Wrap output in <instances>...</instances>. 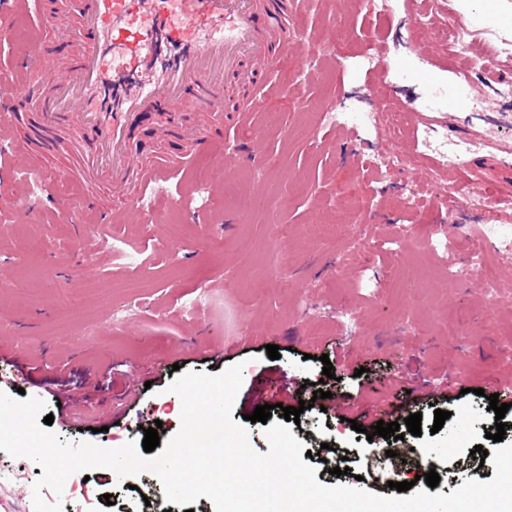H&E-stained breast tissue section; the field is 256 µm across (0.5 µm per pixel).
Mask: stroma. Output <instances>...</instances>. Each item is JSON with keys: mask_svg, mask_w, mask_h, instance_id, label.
<instances>
[{"mask_svg": "<svg viewBox=\"0 0 512 512\" xmlns=\"http://www.w3.org/2000/svg\"><path fill=\"white\" fill-rule=\"evenodd\" d=\"M459 2L434 8L414 0L383 17L348 0H313L296 23L302 33L318 38L326 12H334L352 57L373 52L378 64L369 71L327 65L331 49L318 38L306 56L284 52L269 66L264 111L213 124L217 141L265 156L230 175L253 201L243 212L227 210L223 186L203 182L218 161L204 155L193 182L172 178L133 214L116 207L107 185L95 187L113 220L81 224L85 186L50 173L66 155L27 167L7 149L15 131L0 125V392L46 402L62 443L117 448L142 441L157 423L162 440L178 433L172 367L217 375L240 364L237 422L253 413L257 391L278 423L283 407L326 391L291 428L311 450L308 463L322 485L390 497L395 477L425 488L433 464L445 495L468 479L492 480L494 465L471 452L496 447L486 437L495 413L482 389L512 377V254L488 252L501 285L494 300L451 268L480 246V225L512 226V97L505 94L512 57L495 50L512 40V0H472L465 13ZM457 21L479 29L474 49L484 63L464 97L451 91V47L438 34ZM0 22L13 33L0 41V93L10 92L11 62L31 42H41L50 60L72 63L68 35L43 29L17 0H0ZM434 84L449 88L455 106L449 134L473 146L459 184L496 190L499 208L473 214L442 204L447 178L415 159V130L436 120L421 104ZM323 100L360 112L393 102L406 128L328 126L316 110ZM352 191L367 209L347 228L337 206ZM423 224L447 227L453 253L432 250L418 234ZM30 237L40 251H29ZM17 279L27 292L14 288ZM270 345L279 359H269ZM325 356L334 378L322 374ZM449 377L467 389L451 401L438 389ZM376 404L394 405L398 422L421 413L420 435L396 442L403 457L377 456L385 439L352 430ZM438 409L450 417L437 431ZM325 443L335 451L329 463L320 453ZM342 464L349 474H329ZM16 466L28 481H13ZM42 474L30 460L0 455V512H34L32 483ZM88 475L64 485L78 512L88 504L94 512H147L149 501L154 512H185L166 502L153 473L124 481L96 469Z\"/></svg>", "mask_w": 512, "mask_h": 512, "instance_id": "stroma-1", "label": "stroma"}]
</instances>
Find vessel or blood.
Segmentation results:
<instances>
[{
  "mask_svg": "<svg viewBox=\"0 0 512 512\" xmlns=\"http://www.w3.org/2000/svg\"><path fill=\"white\" fill-rule=\"evenodd\" d=\"M303 0H78L76 14L43 15L46 26L66 29L76 62L58 70L32 47L15 63L13 100L0 102V121H24L16 102L42 108L29 132L12 144L20 157L37 160L44 144L65 129L77 135L74 167L86 180L111 184L123 205L139 208L150 190L165 184L177 160H149L134 149L130 130L141 111L165 99L174 111L218 117L239 86L261 81L277 50L299 51L294 27ZM223 73V84L212 77ZM196 83V99L181 89ZM189 155L217 150L207 132L160 126Z\"/></svg>",
  "mask_w": 512,
  "mask_h": 512,
  "instance_id": "obj_1",
  "label": "vessel or blood"
}]
</instances>
